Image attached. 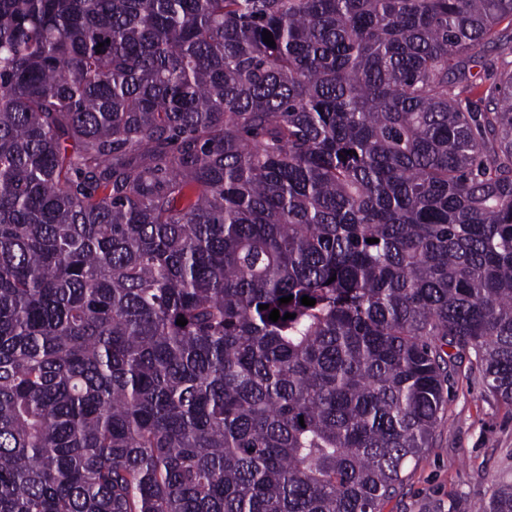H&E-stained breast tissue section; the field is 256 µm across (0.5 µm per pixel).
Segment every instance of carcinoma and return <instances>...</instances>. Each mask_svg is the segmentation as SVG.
Listing matches in <instances>:
<instances>
[{"mask_svg":"<svg viewBox=\"0 0 512 512\" xmlns=\"http://www.w3.org/2000/svg\"><path fill=\"white\" fill-rule=\"evenodd\" d=\"M504 22L0 0V512H379L461 355L512 406Z\"/></svg>","mask_w":512,"mask_h":512,"instance_id":"cac0c4a2","label":"carcinoma"}]
</instances>
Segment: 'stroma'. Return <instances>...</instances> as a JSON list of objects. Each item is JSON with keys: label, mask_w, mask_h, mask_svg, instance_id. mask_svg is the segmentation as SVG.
I'll return each instance as SVG.
<instances>
[{"label": "stroma", "mask_w": 512, "mask_h": 512, "mask_svg": "<svg viewBox=\"0 0 512 512\" xmlns=\"http://www.w3.org/2000/svg\"><path fill=\"white\" fill-rule=\"evenodd\" d=\"M445 410L434 445L410 461L381 512L475 508L496 484L512 482V409L485 394L479 370L462 362L444 385Z\"/></svg>", "instance_id": "35a3bbf8"}]
</instances>
